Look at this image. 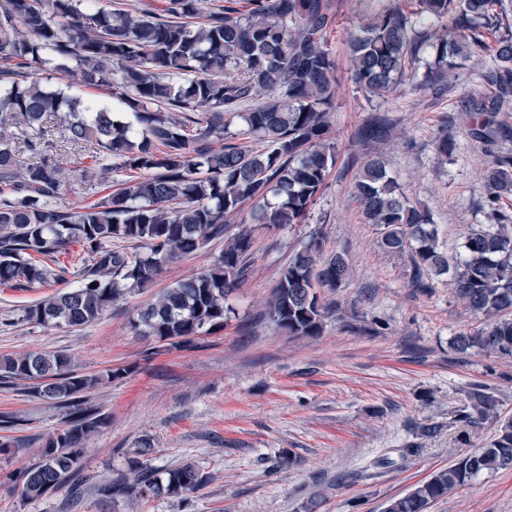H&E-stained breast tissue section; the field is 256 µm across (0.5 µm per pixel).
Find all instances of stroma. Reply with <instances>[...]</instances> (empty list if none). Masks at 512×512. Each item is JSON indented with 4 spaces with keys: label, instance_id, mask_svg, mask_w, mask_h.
I'll return each instance as SVG.
<instances>
[{
    "label": "stroma",
    "instance_id": "35a3bbf8",
    "mask_svg": "<svg viewBox=\"0 0 512 512\" xmlns=\"http://www.w3.org/2000/svg\"><path fill=\"white\" fill-rule=\"evenodd\" d=\"M385 3L331 0L339 159L304 223L255 231L254 262L222 331L184 350L139 336L131 325L137 307L207 267L220 241L172 263L152 287L79 328L22 321L23 308L49 289L0 286V355L62 351L82 374L127 371L87 395L109 423L85 444L79 476L90 488L74 506L69 487L27 500L14 481L38 462L43 439L64 427L65 409L37 398L33 382H0V414L20 420L11 433L17 447L0 453V512H301L312 498L321 500L319 512H385L390 499L491 439L490 422L469 441L458 438L454 416L473 384L488 386L502 416H512V360L451 349V338L476 330L479 320L452 298L445 277L424 293L411 288L408 257L377 249L375 229L350 195L358 160L377 151L400 190L429 211L449 255L469 229L490 221L481 172L498 147L471 138L460 110L464 96L489 93L482 66L464 63L437 89L407 83L373 100L349 79L347 42ZM373 112L390 121L387 137L375 142L360 135ZM444 131L456 143L445 160L434 146ZM317 233L325 251L345 253L350 278L321 336H290L264 315V303L289 253ZM145 441L155 470L189 460L211 482L179 498L96 495L95 485L126 472ZM286 449L295 465L276 468ZM429 512H512V469L478 476Z\"/></svg>",
    "mask_w": 512,
    "mask_h": 512
}]
</instances>
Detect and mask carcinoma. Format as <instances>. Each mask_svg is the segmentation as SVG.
I'll return each mask as SVG.
<instances>
[{
    "mask_svg": "<svg viewBox=\"0 0 512 512\" xmlns=\"http://www.w3.org/2000/svg\"><path fill=\"white\" fill-rule=\"evenodd\" d=\"M85 2L0 0V285L63 283L69 269L60 256L80 245L91 265L78 285L25 307L22 320L82 327L127 289L151 285L169 263L222 240L210 266L163 289L134 322L143 336L191 346L224 329L229 296L250 271L253 229L235 230L231 220L249 204L250 225L302 223L336 165L331 116L339 62L328 38L331 5L248 0L244 12L238 0H224L201 21L202 0H160L136 13ZM507 15L505 0H389L348 43L352 80L364 96L381 97L423 50L433 82L462 60L487 62L483 79L491 93L465 96L461 110L469 113L470 137L505 140L494 114L512 106ZM421 19L442 25L421 29ZM56 74L110 90L117 104L48 86ZM388 130L386 118L374 115L361 136L378 139ZM239 137L256 138L264 149L246 152L233 143ZM66 145L88 159L84 181L104 185V195L79 211L58 203L70 173L60 157ZM483 180L494 223L470 230L452 262L436 226L399 191L382 156L358 161L351 195L375 227L378 249L410 256L411 287L429 289L431 277L445 275L453 298L487 320L455 334L452 349L512 358V217L500 209L512 198L511 149L493 156ZM114 240H130L138 251L115 250ZM349 275L343 255H323L321 238L313 236L281 269L265 315L290 336L317 338L334 306L331 295ZM72 365L63 352L0 356V381L35 380L38 397L68 410L65 427L46 438L40 462L18 476L28 499L71 480L87 438L107 425L108 417L83 406L82 394L128 374L116 368L82 375ZM490 420L498 429L486 446L391 500L385 512H428L479 475L512 468V418H501L496 397L474 384L458 414L461 439ZM151 451L139 448L129 460L131 478L104 483L99 494L179 497L206 485L192 462L157 473L143 460Z\"/></svg>",
    "mask_w": 512,
    "mask_h": 512,
    "instance_id": "obj_1",
    "label": "carcinoma"
}]
</instances>
